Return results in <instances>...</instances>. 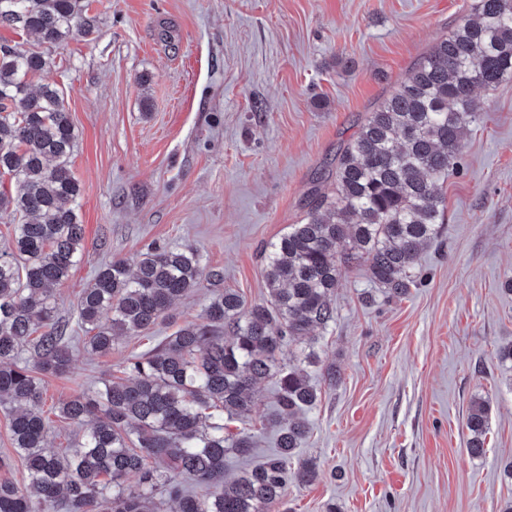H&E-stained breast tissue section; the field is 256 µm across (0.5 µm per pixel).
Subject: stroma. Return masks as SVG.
Listing matches in <instances>:
<instances>
[{
	"mask_svg": "<svg viewBox=\"0 0 512 512\" xmlns=\"http://www.w3.org/2000/svg\"><path fill=\"white\" fill-rule=\"evenodd\" d=\"M474 0H92L94 34L52 52L48 78L78 134L72 170L82 257L58 289L73 321L104 264L136 265L152 245L192 248L246 303L266 299L263 250L301 221L310 187L361 119L385 99ZM483 110L458 167L437 182L443 236L421 254L420 281L377 295L345 269L336 320L317 330L316 404L299 450L315 482L290 484L289 512H503L512 503V79L478 89ZM200 288L148 332L110 353L83 345L71 372L45 380L47 448L77 440L58 402L94 394L128 359L199 319ZM273 383L259 385L252 456L274 452ZM489 404L483 456L466 450L474 399Z\"/></svg>",
	"mask_w": 512,
	"mask_h": 512,
	"instance_id": "1",
	"label": "stroma"
}]
</instances>
